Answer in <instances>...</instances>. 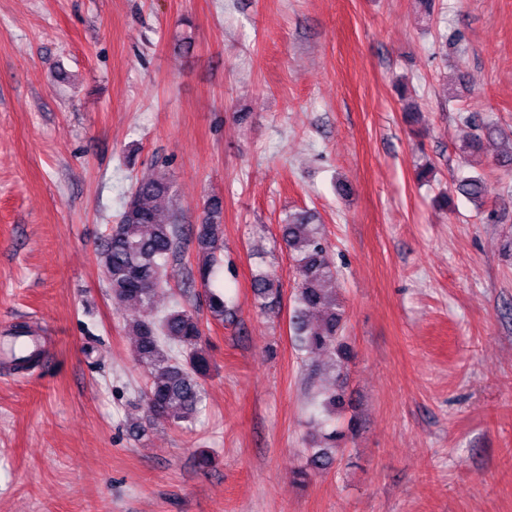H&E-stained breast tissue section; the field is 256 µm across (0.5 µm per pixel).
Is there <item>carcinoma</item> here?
Instances as JSON below:
<instances>
[{
    "instance_id": "cac0c4a2",
    "label": "carcinoma",
    "mask_w": 512,
    "mask_h": 512,
    "mask_svg": "<svg viewBox=\"0 0 512 512\" xmlns=\"http://www.w3.org/2000/svg\"><path fill=\"white\" fill-rule=\"evenodd\" d=\"M463 120L474 125L470 116ZM476 129L464 142L463 153L471 156L496 150L497 125L485 123ZM456 193L481 204L486 188L480 177L469 176L440 199L446 203ZM174 196L173 180L164 170L137 183L118 223L111 226L98 250L97 264L113 304L136 306L125 319V329L134 337L133 356L147 377L143 398L147 416L180 425L193 422L200 414L211 365L203 346L201 320L192 310L176 301L165 311L155 312V297L169 284V265L180 239L177 213L162 207L163 201ZM223 219L222 201L207 200L195 233V260L187 271L202 288L208 316L221 324L230 315L224 294ZM281 245L296 278L291 317L294 341L307 362L315 387L313 405L319 413V431L312 438L307 465L295 473L296 480L304 484L311 474L330 468L341 452L345 434L336 428V416L345 406L343 387L338 382L318 387L316 380L328 369L341 377L350 351L344 336V312L326 288L335 272L326 258L328 242L314 215L306 211L288 214L281 224ZM252 290L260 310L272 312L279 306L281 288L269 267L256 266Z\"/></svg>"
}]
</instances>
